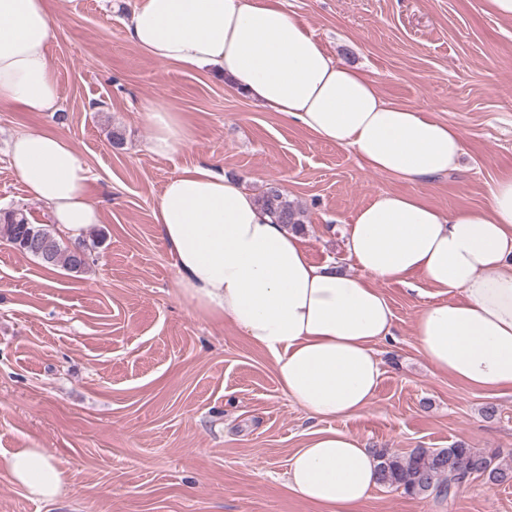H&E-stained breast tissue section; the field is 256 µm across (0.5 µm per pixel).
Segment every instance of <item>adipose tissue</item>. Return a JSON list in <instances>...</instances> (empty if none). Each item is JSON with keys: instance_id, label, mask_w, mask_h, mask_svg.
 I'll list each match as a JSON object with an SVG mask.
<instances>
[{"instance_id": "adipose-tissue-1", "label": "adipose tissue", "mask_w": 512, "mask_h": 512, "mask_svg": "<svg viewBox=\"0 0 512 512\" xmlns=\"http://www.w3.org/2000/svg\"><path fill=\"white\" fill-rule=\"evenodd\" d=\"M126 30L152 60L223 76L372 170L420 183L457 167L463 142L455 128L425 107L385 99L282 0H140ZM54 40L46 0H0V106L57 109ZM146 112L154 155L186 143L177 113L161 105ZM9 163L71 241L101 223L92 170L62 133L17 132ZM154 217L180 297L267 351L281 390L310 417L368 411L383 374L375 346L392 337L394 321L377 284L414 275L454 295L424 305L414 320L431 366L475 390L512 392V170L499 174L478 211L444 213L418 194L377 195L345 228L354 274L313 263L299 233L208 162L168 179ZM0 462L30 499L61 491L64 470L41 449L19 448ZM376 465L359 436L317 429L291 458L286 483L329 512H355L377 485Z\"/></svg>"}]
</instances>
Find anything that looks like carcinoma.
<instances>
[{
  "label": "carcinoma",
  "mask_w": 512,
  "mask_h": 512,
  "mask_svg": "<svg viewBox=\"0 0 512 512\" xmlns=\"http://www.w3.org/2000/svg\"><path fill=\"white\" fill-rule=\"evenodd\" d=\"M257 201L279 224L297 229L306 223L305 210L275 184L266 187ZM0 239L46 268L81 273L89 265L86 243L62 246L47 225L33 223L22 209L0 210ZM375 456L378 485L401 489L408 496L446 497L452 487L472 476H482L493 485L512 481V467L502 464L497 453L462 442L447 448H414L404 454L381 448Z\"/></svg>",
  "instance_id": "obj_1"
}]
</instances>
